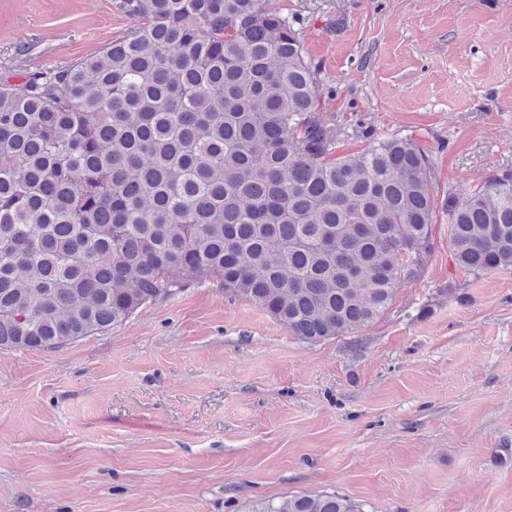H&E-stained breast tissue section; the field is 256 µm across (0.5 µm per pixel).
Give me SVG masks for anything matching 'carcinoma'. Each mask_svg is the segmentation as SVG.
<instances>
[{"mask_svg": "<svg viewBox=\"0 0 512 512\" xmlns=\"http://www.w3.org/2000/svg\"><path fill=\"white\" fill-rule=\"evenodd\" d=\"M120 4L132 26L97 54L0 75V350L104 334L209 278L304 342L363 350L434 250L428 152L371 129L340 150L264 0ZM443 209L459 268H512V171ZM251 512L362 508L333 492Z\"/></svg>", "mask_w": 512, "mask_h": 512, "instance_id": "1", "label": "carcinoma"}]
</instances>
